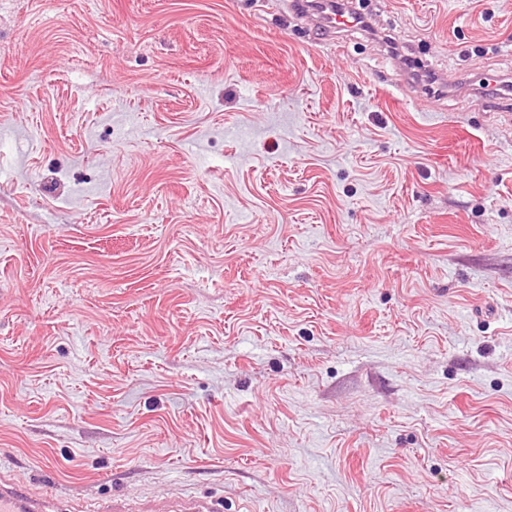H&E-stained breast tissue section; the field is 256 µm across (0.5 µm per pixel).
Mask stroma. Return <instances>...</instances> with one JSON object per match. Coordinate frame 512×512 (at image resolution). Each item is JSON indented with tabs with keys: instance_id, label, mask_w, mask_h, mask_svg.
I'll return each mask as SVG.
<instances>
[{
	"instance_id": "35a3bbf8",
	"label": "stroma",
	"mask_w": 512,
	"mask_h": 512,
	"mask_svg": "<svg viewBox=\"0 0 512 512\" xmlns=\"http://www.w3.org/2000/svg\"><path fill=\"white\" fill-rule=\"evenodd\" d=\"M288 4L0 0V459L75 502L512 512V0H353L336 42ZM165 512H224V498L217 495H185Z\"/></svg>"
}]
</instances>
